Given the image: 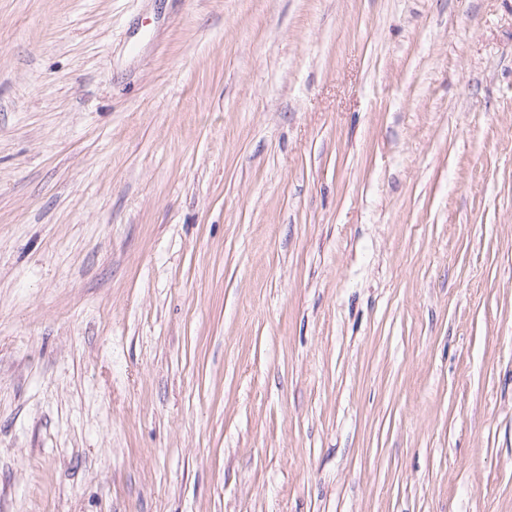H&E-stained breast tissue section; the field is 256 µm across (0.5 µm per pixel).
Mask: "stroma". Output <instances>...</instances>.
<instances>
[{"label":"stroma","instance_id":"1","mask_svg":"<svg viewBox=\"0 0 512 512\" xmlns=\"http://www.w3.org/2000/svg\"><path fill=\"white\" fill-rule=\"evenodd\" d=\"M0 512H512V0H0Z\"/></svg>","mask_w":512,"mask_h":512}]
</instances>
